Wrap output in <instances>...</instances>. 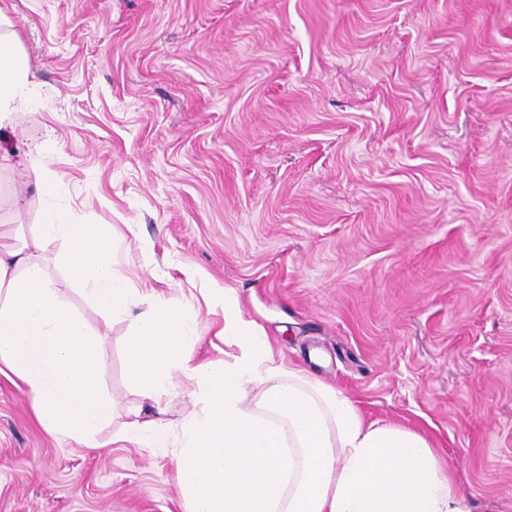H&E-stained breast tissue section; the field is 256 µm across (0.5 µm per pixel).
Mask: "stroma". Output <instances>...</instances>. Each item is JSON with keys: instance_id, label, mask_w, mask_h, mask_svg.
Listing matches in <instances>:
<instances>
[{"instance_id": "obj_1", "label": "stroma", "mask_w": 512, "mask_h": 512, "mask_svg": "<svg viewBox=\"0 0 512 512\" xmlns=\"http://www.w3.org/2000/svg\"><path fill=\"white\" fill-rule=\"evenodd\" d=\"M34 74L0 118V246L100 224L115 274L191 306L190 365L222 369L209 289L276 359L366 421L424 433L463 512H512V0H0ZM51 191H42L45 179ZM43 255L108 362L89 448L0 374V512H185L174 459L202 413L127 378L131 319ZM163 434L137 439L135 416Z\"/></svg>"}]
</instances>
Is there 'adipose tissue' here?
Masks as SVG:
<instances>
[{
    "mask_svg": "<svg viewBox=\"0 0 512 512\" xmlns=\"http://www.w3.org/2000/svg\"><path fill=\"white\" fill-rule=\"evenodd\" d=\"M0 11V112L12 111L31 69ZM64 239L71 277L97 306L133 316L129 377L153 405L169 394L173 368L201 388L205 413L183 429L175 462L186 512H462L457 487L421 433L366 422L349 396L299 369L277 364L259 327L231 291L224 343L239 350L216 370L186 360L188 313L154 294L137 295L115 275L112 243L96 224L39 225L29 246L0 251V373L28 388L39 422L58 437L94 443L112 417L97 338L63 304L38 254ZM262 391L259 408L247 404Z\"/></svg>",
    "mask_w": 512,
    "mask_h": 512,
    "instance_id": "ef3b65f1",
    "label": "adipose tissue"
}]
</instances>
